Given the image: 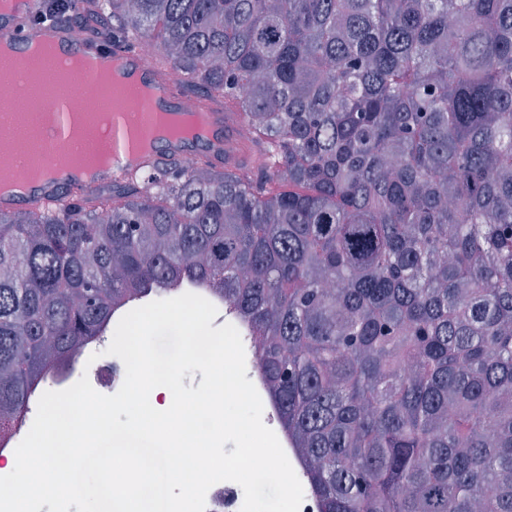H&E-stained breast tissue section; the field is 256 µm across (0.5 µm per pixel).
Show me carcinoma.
<instances>
[{"mask_svg":"<svg viewBox=\"0 0 512 512\" xmlns=\"http://www.w3.org/2000/svg\"><path fill=\"white\" fill-rule=\"evenodd\" d=\"M107 3L254 158L0 212V426L193 280L259 337L323 512H512V0ZM158 300L153 295L137 296L129 299L112 312L111 319L105 323L99 336L88 341L75 342L63 355L55 359L34 384L31 397L39 398L46 391H59L72 386L85 371L89 357L94 353L105 351L108 337L115 332L120 319L129 311Z\"/></svg>","mask_w":512,"mask_h":512,"instance_id":"obj_1","label":"carcinoma"}]
</instances>
